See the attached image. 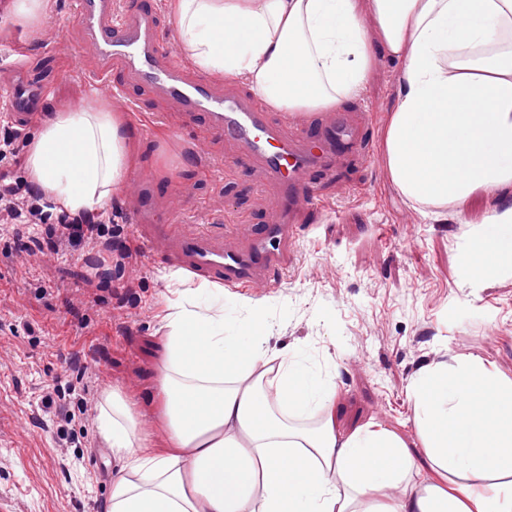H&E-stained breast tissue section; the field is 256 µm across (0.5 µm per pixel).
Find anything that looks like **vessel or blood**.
<instances>
[{
	"label": "vessel or blood",
	"instance_id": "b4317fda",
	"mask_svg": "<svg viewBox=\"0 0 512 512\" xmlns=\"http://www.w3.org/2000/svg\"><path fill=\"white\" fill-rule=\"evenodd\" d=\"M70 11L94 53L92 84L98 93L120 98L135 85L173 102L176 112L163 122L192 130V154L223 136L241 147V162L260 167L275 188L273 223L250 225L244 247L225 248L222 233L208 226L167 224L156 255L228 287L255 292L274 285L288 272L298 217L314 203L315 178H333L338 159L369 153L368 122L353 121L347 111L320 117L290 112L275 119L251 92L189 74L161 40L152 0H131L124 8L118 0H71ZM116 66L124 77L118 84L112 81ZM44 97V85H12V124L27 129ZM123 193L137 206L149 204L151 177L133 178Z\"/></svg>",
	"mask_w": 512,
	"mask_h": 512
}]
</instances>
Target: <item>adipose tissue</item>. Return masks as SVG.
<instances>
[{
  "label": "adipose tissue",
  "mask_w": 512,
  "mask_h": 512,
  "mask_svg": "<svg viewBox=\"0 0 512 512\" xmlns=\"http://www.w3.org/2000/svg\"><path fill=\"white\" fill-rule=\"evenodd\" d=\"M184 53L243 78L279 112H330L366 86L377 51L403 62L383 156L418 211L481 193L485 219L462 257L473 288L512 276V0H171ZM376 38H369L365 19ZM122 117L102 104L56 111L34 135L27 173L71 213L102 207L134 168ZM166 317L156 401L165 451L131 400L103 396L98 433L120 464L108 512H512V378L464 359L412 382L416 459L371 422L347 436L334 376L301 350L269 349L266 318L196 305Z\"/></svg>",
  "instance_id": "ef3b65f1"
}]
</instances>
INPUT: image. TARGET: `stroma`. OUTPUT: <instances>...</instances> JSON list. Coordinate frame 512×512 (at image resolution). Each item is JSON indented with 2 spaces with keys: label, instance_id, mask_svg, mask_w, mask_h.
Returning <instances> with one entry per match:
<instances>
[{
  "label": "stroma",
  "instance_id": "stroma-1",
  "mask_svg": "<svg viewBox=\"0 0 512 512\" xmlns=\"http://www.w3.org/2000/svg\"><path fill=\"white\" fill-rule=\"evenodd\" d=\"M70 0H54L38 37L13 25L14 0H0V45L15 47L26 77L44 84L45 115L88 103L91 50L73 25ZM404 79L402 62L377 56L359 98L343 101L372 123L370 161L344 160L321 187L319 212L302 224L288 274L251 296L264 305L272 347L304 348L310 362L334 369L336 431L385 424L414 454L422 445L409 389L429 365L461 358L495 362L512 377V278L481 288L462 284L459 255L484 197L462 213L423 217L393 182L382 154L386 124ZM141 109L108 99L124 114L138 149L134 174L158 186L151 215L113 195L124 241L137 260L119 271L102 265L93 285L82 274L94 257L62 248L46 256L0 233V497L12 512H107L119 464L98 434V406L108 390L134 400L144 434L166 447L155 405L164 355L165 317L183 292L173 264L149 253L161 224H262L274 193L259 168L206 174L203 163L234 161L236 144L214 138L207 160L189 156L185 140L158 129L166 105L141 97ZM138 282L134 292L121 278ZM67 389L62 408L44 406L46 388ZM87 416L67 421L81 400Z\"/></svg>",
  "mask_w": 512,
  "mask_h": 512
}]
</instances>
